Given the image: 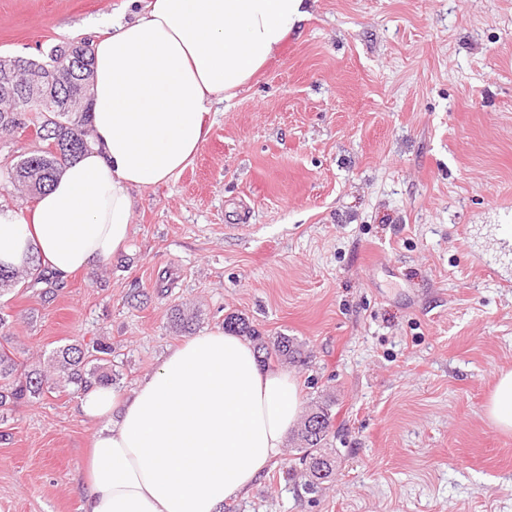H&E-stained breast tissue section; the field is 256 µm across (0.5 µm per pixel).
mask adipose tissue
<instances>
[{"label": "adipose tissue", "mask_w": 512, "mask_h": 512, "mask_svg": "<svg viewBox=\"0 0 512 512\" xmlns=\"http://www.w3.org/2000/svg\"><path fill=\"white\" fill-rule=\"evenodd\" d=\"M93 45L96 146L69 165L30 216L0 213V264L36 256L60 276L124 250L131 189L170 181L194 160L214 102L248 90L314 0H126ZM98 422L83 512H222L285 445L301 410L288 371L221 331L190 336L131 395L78 397Z\"/></svg>", "instance_id": "1"}]
</instances>
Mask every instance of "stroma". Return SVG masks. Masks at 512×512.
Wrapping results in <instances>:
<instances>
[{
	"label": "stroma",
	"instance_id": "1",
	"mask_svg": "<svg viewBox=\"0 0 512 512\" xmlns=\"http://www.w3.org/2000/svg\"><path fill=\"white\" fill-rule=\"evenodd\" d=\"M125 0H0V53L104 37ZM126 251L54 298L0 295L24 365L112 345L132 393L183 341L246 317L302 344L303 408L331 405L318 493L285 446L228 512H512V433L487 417L512 370V0H318L251 89L214 103L194 163L132 189ZM57 388L0 429V512H82L95 423Z\"/></svg>",
	"mask_w": 512,
	"mask_h": 512
}]
</instances>
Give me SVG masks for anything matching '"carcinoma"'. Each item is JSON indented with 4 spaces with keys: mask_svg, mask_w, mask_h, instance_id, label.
Returning <instances> with one entry per match:
<instances>
[{
    "mask_svg": "<svg viewBox=\"0 0 512 512\" xmlns=\"http://www.w3.org/2000/svg\"><path fill=\"white\" fill-rule=\"evenodd\" d=\"M85 45L87 42L84 40L56 45L50 50L48 60L43 65L49 68L60 60L67 63L70 58L79 55ZM63 97L64 93H55L23 121L17 120L13 112H0V130L33 125L39 132L50 133L52 140L60 147L59 155L42 148L10 164L13 184L25 188L34 196L49 188L70 161L88 151V147L81 145V142L90 140V113L77 115L67 111ZM58 281L59 278L53 272L39 264L23 269L0 267V292L26 282L30 288L45 285L44 295L47 296L54 294ZM195 321V315L179 307L171 311L170 322L181 332L192 333L195 330ZM11 328L10 315L0 312L1 412L12 410L22 401L39 398L54 386L64 388L72 385L82 392L96 384L112 386L117 383L118 374L112 371V346L101 342L89 347L79 343L59 347L49 357V368L55 375L53 379L37 367L20 369L14 353L6 349V344L12 340ZM224 328L249 338L258 351L266 356L273 354L280 361L289 364L302 359L301 345L296 338L284 335L268 341L247 319L239 315L226 317ZM332 428L330 406L321 403L305 416L297 431L295 460L308 477L305 489L310 493L317 492L323 482L334 476L333 462L323 452L331 444V439L335 438Z\"/></svg>",
    "mask_w": 512,
    "mask_h": 512,
    "instance_id": "cac0c4a2",
    "label": "carcinoma"
}]
</instances>
